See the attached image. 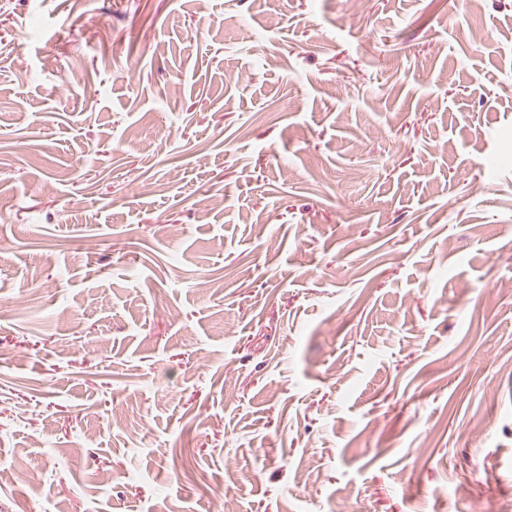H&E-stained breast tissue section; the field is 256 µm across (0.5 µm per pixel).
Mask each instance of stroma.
<instances>
[{
	"label": "stroma",
	"instance_id": "obj_1",
	"mask_svg": "<svg viewBox=\"0 0 512 512\" xmlns=\"http://www.w3.org/2000/svg\"><path fill=\"white\" fill-rule=\"evenodd\" d=\"M0 468L512 512V0H0Z\"/></svg>",
	"mask_w": 512,
	"mask_h": 512
}]
</instances>
